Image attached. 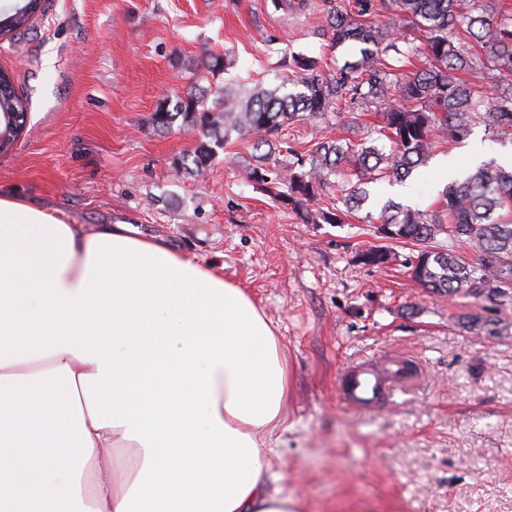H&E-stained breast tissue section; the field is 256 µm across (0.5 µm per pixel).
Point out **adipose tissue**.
<instances>
[{"label": "adipose tissue", "instance_id": "1", "mask_svg": "<svg viewBox=\"0 0 512 512\" xmlns=\"http://www.w3.org/2000/svg\"><path fill=\"white\" fill-rule=\"evenodd\" d=\"M243 288L0 196V512H305L270 486L288 357Z\"/></svg>", "mask_w": 512, "mask_h": 512}]
</instances>
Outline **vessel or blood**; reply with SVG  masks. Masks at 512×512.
<instances>
[{
    "label": "vessel or blood",
    "mask_w": 512,
    "mask_h": 512,
    "mask_svg": "<svg viewBox=\"0 0 512 512\" xmlns=\"http://www.w3.org/2000/svg\"><path fill=\"white\" fill-rule=\"evenodd\" d=\"M414 372L403 358L362 361L349 367L339 381V392L350 406L370 411L386 401L395 388L413 381Z\"/></svg>",
    "instance_id": "vessel-or-blood-1"
}]
</instances>
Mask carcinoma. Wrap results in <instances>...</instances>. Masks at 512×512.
Returning <instances> with one entry per match:
<instances>
[{
	"label": "carcinoma",
	"instance_id": "1",
	"mask_svg": "<svg viewBox=\"0 0 512 512\" xmlns=\"http://www.w3.org/2000/svg\"><path fill=\"white\" fill-rule=\"evenodd\" d=\"M402 25L383 27L371 20L375 0H349L329 15L328 32L337 43L360 46V58L346 60L329 74L295 77L296 92L284 86L244 95L225 90L220 107L193 93L174 110L154 113V122L176 119L202 135L191 160L179 172L204 175L216 149L232 135L247 138L254 151L267 148L247 177L273 201L291 206L307 224H342L362 208L366 185L384 179L404 181L426 164L436 140L458 143L476 121L512 139V87L488 99L481 85L464 78L478 69L512 73V11L486 0H393ZM425 37L423 49L410 45L413 32ZM380 103L374 133L387 139L384 151L374 141L325 138L315 149L283 150L272 136L293 122H320L336 112H356ZM26 114L14 88L0 93V114ZM336 202L319 205L325 188ZM389 239L417 248L409 260L412 278L434 294L482 296L494 305L512 297V168L484 166L448 183L432 210L389 204L379 218ZM444 235L452 245H435ZM473 252L469 260L453 244ZM360 263L382 266L390 252L375 246L358 254Z\"/></svg>",
	"mask_w": 512,
	"mask_h": 512
}]
</instances>
